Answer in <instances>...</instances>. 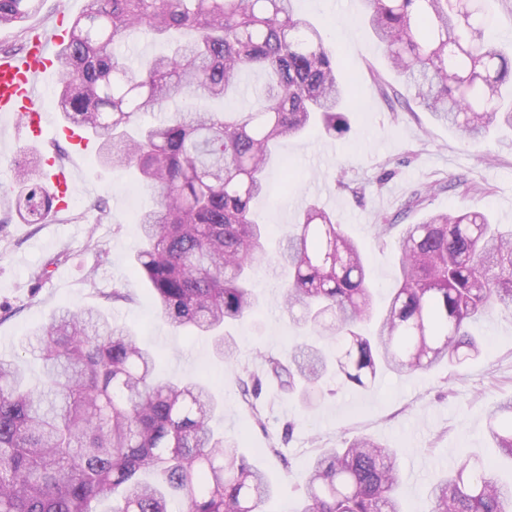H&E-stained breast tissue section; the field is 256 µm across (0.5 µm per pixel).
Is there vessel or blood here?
<instances>
[{
    "instance_id": "vessel-or-blood-1",
    "label": "vessel or blood",
    "mask_w": 512,
    "mask_h": 512,
    "mask_svg": "<svg viewBox=\"0 0 512 512\" xmlns=\"http://www.w3.org/2000/svg\"><path fill=\"white\" fill-rule=\"evenodd\" d=\"M64 34L33 35L27 49L20 54H0V117L23 119L28 140H41L46 120L36 88L40 78L55 69L51 46L64 41ZM44 179L53 198L62 200L69 193L70 173L61 167L46 172Z\"/></svg>"
}]
</instances>
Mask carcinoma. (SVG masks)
Segmentation results:
<instances>
[{"label":"carcinoma","mask_w":512,"mask_h":512,"mask_svg":"<svg viewBox=\"0 0 512 512\" xmlns=\"http://www.w3.org/2000/svg\"><path fill=\"white\" fill-rule=\"evenodd\" d=\"M365 23L384 45L414 104L471 142L512 129V55L489 44L483 6L461 0H365ZM40 0H0V25L34 15ZM190 34L134 68L114 51L133 29ZM64 119L101 139L105 165L137 169L157 194L139 213L134 269L159 316L207 336L215 356L236 354L227 325L257 307L251 274L267 258V229L251 203L286 138L350 129L352 95L336 57L294 0H88L58 50ZM260 87L239 86L246 70ZM252 96L247 111L198 109L200 98ZM174 111L168 106L175 100ZM160 112L156 122L140 118ZM32 154L0 190L28 224L55 201ZM288 269L284 308L315 338L245 372L251 412L266 381L311 404L336 377L366 387L379 373L461 365L479 354L466 330L493 308L512 311V225L481 211L430 215L399 241V274L377 305L359 244L310 203L277 247ZM43 385L0 357V512H260L278 487L215 432L208 386L157 374L154 352L96 307L55 313L33 334ZM488 436L512 461V400L492 411ZM398 456L364 436L312 462L296 512H403ZM432 512H508L512 480L467 460L430 489Z\"/></svg>","instance_id":"cac0c4a2"}]
</instances>
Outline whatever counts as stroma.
<instances>
[{
    "mask_svg": "<svg viewBox=\"0 0 512 512\" xmlns=\"http://www.w3.org/2000/svg\"><path fill=\"white\" fill-rule=\"evenodd\" d=\"M86 2L42 0L32 18L0 26V51L25 47L35 32L71 26ZM297 9L339 52L357 92L351 130L344 137L311 132L280 143L283 163L268 171L270 194L252 204L271 237L295 223L297 215L289 209L293 200L317 202L336 213L363 247L370 284L383 298L395 285L404 225L432 212L474 210L512 224V137L472 145L429 113L388 100L382 89L398 79L383 45L358 21L362 0L349 8L344 0H297ZM58 93L59 81L52 77L39 88L47 115L39 143L28 144L12 122L0 121V183L10 182L16 162L31 152H58L63 166L75 173L68 208L53 212L46 223L27 224L0 209V355L16 356L31 382L41 377L40 362L29 348L35 329L66 307L110 311L159 352L164 373L209 380L224 402L216 428L238 440L280 488L264 512H294L309 463L321 449L339 447L346 438L369 436L398 451L405 512H430L429 486L463 460L494 457L487 416L496 403L512 398V312L507 311L472 326L482 352L465 366L404 375L387 371L364 388L332 384L309 408L267 383L259 398L264 417L255 420L239 385L244 370L262 372L261 354L283 353L305 336L282 307L281 269L271 259L257 268L260 307L231 330L237 343L234 363L217 359L208 342L174 332L132 266L137 215L152 205L154 194L133 170L104 166L96 152L77 151L58 138L56 129L64 123ZM457 177L468 179L469 193L449 188ZM417 190L426 191L425 201L407 210L406 201ZM99 201L105 211L96 210ZM382 224L389 227L383 236ZM116 288L125 289L128 300L111 301Z\"/></svg>",
    "mask_w": 512,
    "mask_h": 512,
    "instance_id": "35a3bbf8",
    "label": "stroma"
}]
</instances>
